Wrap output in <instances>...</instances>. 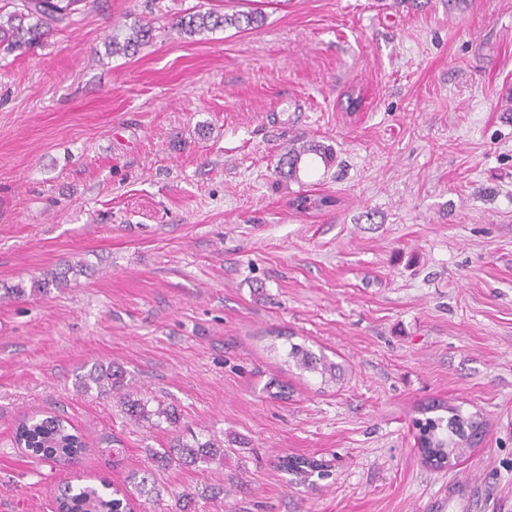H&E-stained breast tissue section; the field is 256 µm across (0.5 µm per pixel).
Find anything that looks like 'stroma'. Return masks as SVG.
Here are the masks:
<instances>
[{
    "instance_id": "1",
    "label": "stroma",
    "mask_w": 512,
    "mask_h": 512,
    "mask_svg": "<svg viewBox=\"0 0 512 512\" xmlns=\"http://www.w3.org/2000/svg\"><path fill=\"white\" fill-rule=\"evenodd\" d=\"M255 7L253 29L174 27ZM137 21L152 40L109 55ZM293 144L333 156L279 177ZM302 193L335 204L301 213ZM280 333L339 381L286 370ZM99 364L178 424L82 391ZM433 402L486 422L443 466L414 427ZM46 412L84 434L72 464L15 447ZM193 432L224 461L151 460ZM145 468L146 512H459L464 477L471 512H512V0H99L0 55V512ZM74 267L68 265V268L60 271H51L45 274L44 278L33 279L31 284V291L35 293L44 294L49 292L50 286H54L55 288H62L64 285H67L68 282V274ZM50 277H49V276Z\"/></svg>"
}]
</instances>
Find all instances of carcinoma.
Segmentation results:
<instances>
[{"mask_svg": "<svg viewBox=\"0 0 512 512\" xmlns=\"http://www.w3.org/2000/svg\"><path fill=\"white\" fill-rule=\"evenodd\" d=\"M83 0H0V51L7 54L24 53L34 47L49 31L73 24V15ZM264 20L260 12L220 13L217 11L187 14L175 23L179 33L192 37L203 32H213L228 26L250 28ZM151 38V27L147 24H135L130 32L117 29L112 33V54L134 55ZM314 154L324 160L331 159V150L320 144L290 146L281 155L278 174L285 178L296 176L303 156ZM335 200L328 195H299L293 206L299 211L323 210ZM73 267L60 271H51L44 278L32 281L31 291L44 294L50 287L61 288L68 282V274ZM286 361L303 373L318 374L321 382L336 380V363L323 355H316L307 347L292 343L286 354ZM80 387L84 391L93 388L98 392H109L118 398L121 411L132 420H148L153 416L164 419L170 424L178 422L176 410L170 406L158 405L148 409V402L134 397L124 390V372L120 369L96 367L80 377ZM445 411L450 413L442 417L416 420L419 430L420 448L426 457L438 459V463L448 462L458 455L461 448L474 440L481 432L480 422L464 418L460 408L444 404L433 405L427 411ZM14 442L46 460L71 462L79 458L86 449L82 433L73 428L63 418L55 414H34L23 417L16 426ZM178 455L185 464L210 463L224 461V446L212 437L201 439L193 437L187 442L175 440L169 448L154 451L151 460L166 465ZM56 512H133L135 502L125 490L111 487L103 481L101 486L87 483H66L58 489L55 496Z\"/></svg>", "mask_w": 512, "mask_h": 512, "instance_id": "cac0c4a2", "label": "carcinoma"}]
</instances>
